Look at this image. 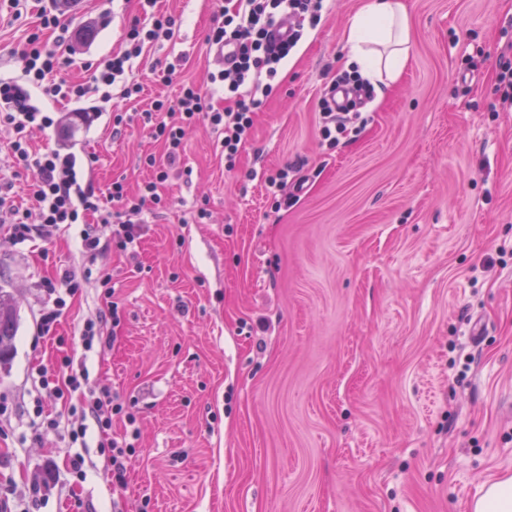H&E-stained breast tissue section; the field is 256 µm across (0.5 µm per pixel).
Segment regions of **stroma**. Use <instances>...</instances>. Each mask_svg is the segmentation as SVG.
Instances as JSON below:
<instances>
[{"label": "stroma", "instance_id": "obj_1", "mask_svg": "<svg viewBox=\"0 0 512 512\" xmlns=\"http://www.w3.org/2000/svg\"><path fill=\"white\" fill-rule=\"evenodd\" d=\"M366 3L324 0L234 163L221 132L188 131L181 171L159 187L166 208L146 214L135 254L97 257L55 335L39 333V283L80 267V225L48 244L0 227V289L17 317L0 362V512H470L484 483L512 473V108L498 89L512 0H405V70L367 95L356 135L331 143L320 100ZM44 5L0 8V74L20 75ZM226 5L159 0L182 26L135 62L142 96L89 93L103 112L88 127L52 104L60 127L33 130V147L69 143L95 155L94 186L137 187L150 175L141 157L164 152L135 123L113 137L112 111L206 82L205 37ZM62 13L70 33L91 31L61 72L79 80L121 50L137 4L78 0ZM180 57L170 85L151 82L155 62ZM282 169L287 184L271 185ZM103 269L121 323L87 351ZM65 356L87 382L38 406V369ZM102 387L136 416L112 419L116 438L139 431L122 487L95 424L83 441L66 436L79 423L70 405ZM41 418L57 430L35 433Z\"/></svg>", "mask_w": 512, "mask_h": 512}]
</instances>
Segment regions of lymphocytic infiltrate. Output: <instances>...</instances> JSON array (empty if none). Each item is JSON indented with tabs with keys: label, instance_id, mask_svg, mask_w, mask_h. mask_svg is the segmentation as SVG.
<instances>
[{
	"label": "lymphocytic infiltrate",
	"instance_id": "obj_1",
	"mask_svg": "<svg viewBox=\"0 0 512 512\" xmlns=\"http://www.w3.org/2000/svg\"><path fill=\"white\" fill-rule=\"evenodd\" d=\"M137 2L140 16L125 27L123 50L86 63L87 82H73L60 76L61 70L69 64L58 51L59 46L68 41V29L61 25L59 14L53 9L40 14L38 24L25 40L19 53L21 77H0V127L10 133L9 166L17 176L31 171L37 174L28 208L9 204L6 195L0 193V214L6 217L8 232L16 242L36 237L44 239L63 227L78 224L82 227V245L88 256L108 248L122 252L133 248L140 236L138 216L163 206L157 186L168 179L170 167L180 163L187 131L202 122L222 129L224 156L235 159L251 135L254 116L264 97L273 91L272 78L302 37L301 30L294 24L295 18L308 15L315 25L321 20L322 10V0H236L233 7L225 9L221 25L210 30L206 41L212 47L235 43L238 56L233 67L210 74L209 80L211 84L222 86L225 96L235 101V108L215 109L209 91L192 82L183 83L175 99L155 100L151 110L144 113V126L150 136L163 145L166 166H157L154 156H145L144 165L155 170L153 180L132 195L124 182L117 179L102 194L84 182L83 171L78 168L74 154L50 147L34 151L29 133L35 128L54 125L55 120L48 110L53 102H78L93 90L106 103L111 100V90L115 87L119 88L122 99L139 97L142 84L128 77L135 59L141 56L145 44L171 39L178 20L156 12V0ZM284 18L292 21L288 39L281 45H272L268 31ZM48 31L57 33V48L48 47L44 41L43 36ZM110 201L119 202L120 211L108 210L106 204ZM92 217L109 227L107 236H100L88 227L87 222ZM41 286L52 305L41 316L40 331L42 335L51 336L56 332L67 298L77 293L80 283L75 273L67 270L60 277L44 279ZM80 411L93 420L102 436L99 448L112 461L113 481L123 483V460L134 446L112 438V419L122 415L132 424L136 421L135 415L128 413L124 402L105 388L90 392Z\"/></svg>",
	"mask_w": 512,
	"mask_h": 512
}]
</instances>
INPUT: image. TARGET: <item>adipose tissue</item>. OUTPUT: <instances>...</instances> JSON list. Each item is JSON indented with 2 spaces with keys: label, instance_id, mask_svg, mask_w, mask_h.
Returning a JSON list of instances; mask_svg holds the SVG:
<instances>
[{
  "label": "adipose tissue",
  "instance_id": "obj_1",
  "mask_svg": "<svg viewBox=\"0 0 512 512\" xmlns=\"http://www.w3.org/2000/svg\"><path fill=\"white\" fill-rule=\"evenodd\" d=\"M409 43L408 10L403 0H369L347 26V62L378 88L402 74Z\"/></svg>",
  "mask_w": 512,
  "mask_h": 512
}]
</instances>
